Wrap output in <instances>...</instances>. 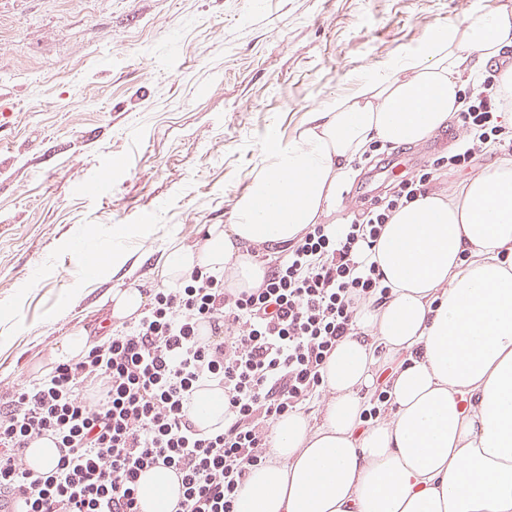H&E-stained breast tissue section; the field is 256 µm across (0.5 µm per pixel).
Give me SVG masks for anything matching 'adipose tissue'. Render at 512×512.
<instances>
[{"label":"adipose tissue","mask_w":512,"mask_h":512,"mask_svg":"<svg viewBox=\"0 0 512 512\" xmlns=\"http://www.w3.org/2000/svg\"><path fill=\"white\" fill-rule=\"evenodd\" d=\"M491 68L512 90V9L434 29L351 96L310 113L295 141L269 150L229 224L202 247L168 245L164 284L194 269L230 271L254 288L265 270L249 247L282 252L336 208L341 177L370 143L416 144L459 112L460 75ZM512 163L468 178L459 195L428 193L397 209L373 247L392 289L340 343L323 377L329 400L279 420L263 465L251 468L239 512H512ZM394 361L387 405L361 414L380 362ZM144 512H175V474L142 480Z\"/></svg>","instance_id":"obj_1"}]
</instances>
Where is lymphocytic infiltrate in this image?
Here are the masks:
<instances>
[{
    "mask_svg": "<svg viewBox=\"0 0 512 512\" xmlns=\"http://www.w3.org/2000/svg\"><path fill=\"white\" fill-rule=\"evenodd\" d=\"M460 112L463 149L403 176L340 232L308 225L287 253H250L267 272L255 288L193 271L179 287L154 289L141 317L113 328L79 360L17 385L0 403V512L13 496L30 512H139L138 477L179 471L177 512H237L248 469L265 462L274 425L324 392L321 369L339 342L356 335L364 307L392 296L376 264L360 259L397 208L428 193L439 168H465L476 152L512 150V96L492 79L473 83ZM224 390L222 428L192 419L198 391ZM50 434L59 458L29 469L32 439Z\"/></svg>",
    "mask_w": 512,
    "mask_h": 512,
    "instance_id": "1",
    "label": "lymphocytic infiltrate"
}]
</instances>
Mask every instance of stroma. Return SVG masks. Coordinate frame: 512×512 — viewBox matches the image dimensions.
<instances>
[{"label": "stroma", "instance_id": "obj_1", "mask_svg": "<svg viewBox=\"0 0 512 512\" xmlns=\"http://www.w3.org/2000/svg\"><path fill=\"white\" fill-rule=\"evenodd\" d=\"M491 5L512 0H0V396L48 374L72 329L111 325L114 261L160 287L162 249L230 223L312 110ZM462 140L453 124L351 164L329 222ZM107 164L101 195L82 191ZM79 245L108 256L97 279Z\"/></svg>", "mask_w": 512, "mask_h": 512}]
</instances>
